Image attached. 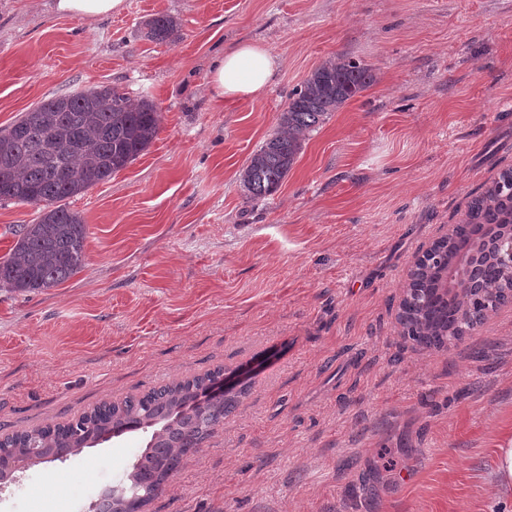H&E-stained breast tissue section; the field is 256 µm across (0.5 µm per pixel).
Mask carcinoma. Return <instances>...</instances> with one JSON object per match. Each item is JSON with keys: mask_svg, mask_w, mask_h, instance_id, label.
Returning <instances> with one entry per match:
<instances>
[{"mask_svg": "<svg viewBox=\"0 0 512 512\" xmlns=\"http://www.w3.org/2000/svg\"><path fill=\"white\" fill-rule=\"evenodd\" d=\"M143 37L155 43L180 39L181 26L159 14L144 24ZM376 82L368 65L347 56H333L316 67L288 98L276 131L250 157L241 178L251 199L259 201L282 185L300 154L306 135L331 113ZM161 115L153 100L135 99L115 85L59 95L23 113L0 129V202L43 207L34 224H21L11 253L0 259V285L32 292L54 288L71 278L84 263L86 224L61 201L107 181L143 153L158 134ZM512 227V168L503 170L468 205L454 237L469 247L463 280L476 290L451 297L448 259L451 249L442 239L424 255L410 274V302L399 321L403 335L423 348H442L460 340L476 322L479 293L512 290V274L487 254L484 228ZM221 374L217 369L166 384L120 403L104 402L63 424L47 425L0 439L3 476L32 457L58 459L60 450L73 454L114 430L151 428L145 451L129 475V488L104 487L93 512H140L175 475L190 453L196 452L214 428L233 413L246 390L191 410L187 402Z\"/></svg>", "mask_w": 512, "mask_h": 512, "instance_id": "carcinoma-1", "label": "carcinoma"}]
</instances>
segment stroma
<instances>
[{
	"mask_svg": "<svg viewBox=\"0 0 512 512\" xmlns=\"http://www.w3.org/2000/svg\"><path fill=\"white\" fill-rule=\"evenodd\" d=\"M52 3L0 0V128L101 84L148 96L162 120L126 169L66 199L87 226L82 268L43 291L0 287V435L259 360L145 512H512L496 489L512 305L439 350L397 321L422 246L512 167V0H124L97 20ZM156 14L181 21L179 41L141 38ZM243 41L283 65L257 100L215 101L211 69ZM336 53L376 82L251 200L241 169ZM39 215L0 203V257ZM149 438L26 467L0 512H88Z\"/></svg>",
	"mask_w": 512,
	"mask_h": 512,
	"instance_id": "obj_1",
	"label": "stroma"
}]
</instances>
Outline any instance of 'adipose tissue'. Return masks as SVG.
I'll return each mask as SVG.
<instances>
[{"instance_id":"ef3b65f1","label":"adipose tissue","mask_w":512,"mask_h":512,"mask_svg":"<svg viewBox=\"0 0 512 512\" xmlns=\"http://www.w3.org/2000/svg\"><path fill=\"white\" fill-rule=\"evenodd\" d=\"M280 61L258 43H241L219 58L210 85L219 101H241L261 96L273 81Z\"/></svg>"}]
</instances>
